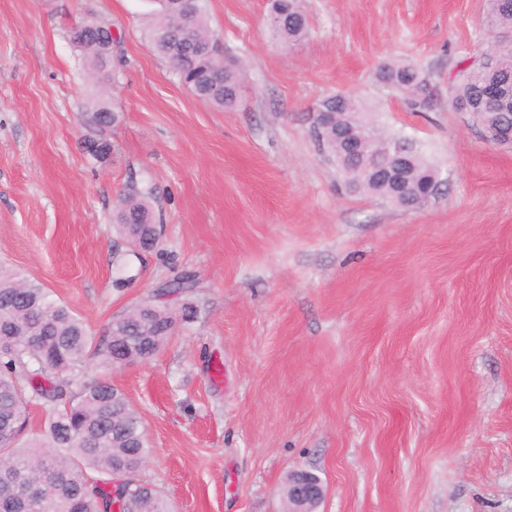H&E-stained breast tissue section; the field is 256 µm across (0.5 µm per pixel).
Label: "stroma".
<instances>
[{
    "mask_svg": "<svg viewBox=\"0 0 512 512\" xmlns=\"http://www.w3.org/2000/svg\"><path fill=\"white\" fill-rule=\"evenodd\" d=\"M270 2L205 0L242 71L222 109L154 50L153 0H0V264L97 338L193 276L197 315L157 354L86 369L141 414V477L175 512H283L300 470L322 482L318 512H512V148L448 104L481 60L486 2L298 0L310 38L293 47ZM89 19L122 38L114 83L68 39ZM391 64L423 73V111L378 79ZM336 93L416 141L438 195L346 192L312 134ZM98 99L118 115L104 161L84 126ZM133 179L163 218L147 253L112 225Z\"/></svg>",
    "mask_w": 512,
    "mask_h": 512,
    "instance_id": "35a3bbf8",
    "label": "stroma"
}]
</instances>
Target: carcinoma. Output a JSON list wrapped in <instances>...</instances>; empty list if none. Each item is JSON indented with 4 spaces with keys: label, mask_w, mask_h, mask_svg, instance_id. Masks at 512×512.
Instances as JSON below:
<instances>
[{
    "label": "carcinoma",
    "mask_w": 512,
    "mask_h": 512,
    "mask_svg": "<svg viewBox=\"0 0 512 512\" xmlns=\"http://www.w3.org/2000/svg\"><path fill=\"white\" fill-rule=\"evenodd\" d=\"M157 3L150 28L155 51L195 97L219 108L235 105L242 88L240 70L224 62L204 4L199 0L195 10L185 14L181 0ZM175 21L189 41L182 57L175 56L169 39ZM268 24L274 36L288 46L309 36L296 0H273ZM483 26L489 34L512 32V8H503L500 0H486ZM109 28L104 21L88 20L80 30H70L71 42L103 84L115 81L123 59L122 39L111 37ZM483 55L487 56L485 65L459 71L450 103H477L485 79L512 77V51H499L493 43ZM213 70L222 75L223 87L218 92L209 83ZM379 79L400 89L413 86L410 105L425 106L417 98L424 79L414 66H385ZM320 108L333 116L321 130H313L315 140L336 157L351 191L390 199L393 185L344 157L340 143L350 132L368 138L365 149L370 152L373 142L386 134L364 119L359 106L347 96H329ZM477 112L472 122L487 138L506 120L487 107ZM116 119L104 101L95 103L88 113L87 125L104 148L112 145L103 130ZM409 180L415 190L435 197L431 193L435 169L418 151ZM153 196L152 186L132 180L118 195L112 216L119 233L144 251L154 249L160 239ZM193 287L189 276L165 283L152 297L118 315L97 341L69 307L50 298L42 284L0 269V512H112V503L120 501L129 512H169L162 491L138 478L151 448L143 421L125 393L106 379L86 381L75 391L73 377L91 360L116 369L152 357L168 342L178 322L195 317L189 302L178 309L171 307L172 299ZM33 405L47 411V425L43 438L27 440L24 432Z\"/></svg>",
    "instance_id": "obj_1"
}]
</instances>
